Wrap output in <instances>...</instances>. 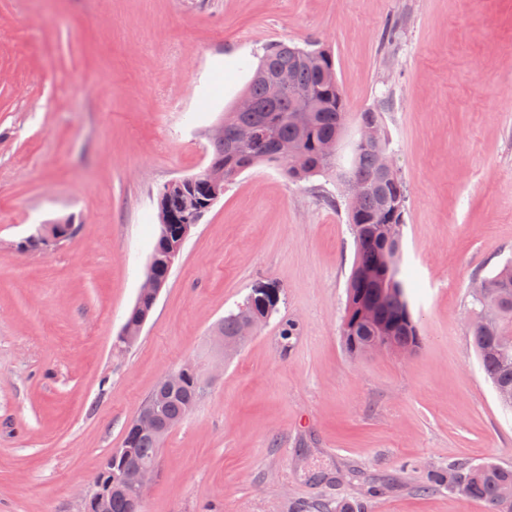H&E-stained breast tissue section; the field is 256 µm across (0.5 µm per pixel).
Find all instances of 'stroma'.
Instances as JSON below:
<instances>
[{"label": "stroma", "instance_id": "35a3bbf8", "mask_svg": "<svg viewBox=\"0 0 512 512\" xmlns=\"http://www.w3.org/2000/svg\"><path fill=\"white\" fill-rule=\"evenodd\" d=\"M279 41L331 49L350 112L382 114L420 349L347 353L343 187L270 163L225 187L116 350L159 189L203 170ZM67 217L71 238L22 249ZM510 257L512 0H0V512H85L158 379L266 286L276 313L164 439L145 512H486L431 475L512 467L468 334L474 280Z\"/></svg>", "mask_w": 512, "mask_h": 512}]
</instances>
